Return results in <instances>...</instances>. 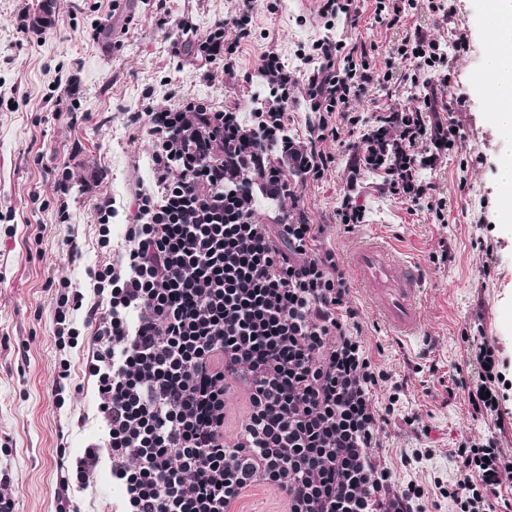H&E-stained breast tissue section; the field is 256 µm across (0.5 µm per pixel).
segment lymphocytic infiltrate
Masks as SVG:
<instances>
[{
	"label": "lymphocytic infiltrate",
	"mask_w": 512,
	"mask_h": 512,
	"mask_svg": "<svg viewBox=\"0 0 512 512\" xmlns=\"http://www.w3.org/2000/svg\"><path fill=\"white\" fill-rule=\"evenodd\" d=\"M237 31L224 36L225 25ZM254 25L252 0H240L229 22H215L196 54L233 72ZM466 35L450 49L422 29L407 32L397 56L409 70L438 77L449 51L466 50ZM365 45L314 41L289 71L279 54L256 68L275 88L271 111L241 117L181 97L133 113L152 140L153 179L135 190L136 213L114 239L110 196L97 198V246L107 262L90 270L96 300L60 282L53 335L59 348L86 349L104 433L67 470L62 488H86L100 459H108L121 512H244L254 488L270 494L277 512H428L449 501L452 512H499L511 502L501 491L512 457L496 437L460 439L452 454L458 477L400 483L383 438L395 423L418 436L429 429L418 413L402 412L406 380L383 369L362 336V312L352 302L345 263L325 242L326 225L311 223L298 191L321 180L335 161L323 148L343 142L368 165L383 128H398L399 160L384 184L394 196L418 200L421 169L433 166L416 145H453L452 130L428 129L421 110L384 112L371 119L351 104L384 84ZM303 87L314 121L306 141L288 133V102ZM360 133L345 141L341 128ZM241 153L221 159L222 144ZM247 183H240L241 163ZM277 205L266 224L255 216V195ZM84 309L83 328L71 311ZM498 352L477 346V375L457 373L453 385L474 415L500 411L495 385ZM385 401H376L378 391Z\"/></svg>",
	"instance_id": "f902f5d3"
}]
</instances>
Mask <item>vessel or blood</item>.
<instances>
[{"label": "vessel or blood", "mask_w": 512, "mask_h": 512, "mask_svg": "<svg viewBox=\"0 0 512 512\" xmlns=\"http://www.w3.org/2000/svg\"><path fill=\"white\" fill-rule=\"evenodd\" d=\"M349 262L371 307L392 335L404 339L418 335L423 273L415 262L396 256L376 240L354 248Z\"/></svg>", "instance_id": "vessel-or-blood-1"}]
</instances>
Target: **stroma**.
Masks as SVG:
<instances>
[{
	"mask_svg": "<svg viewBox=\"0 0 512 512\" xmlns=\"http://www.w3.org/2000/svg\"><path fill=\"white\" fill-rule=\"evenodd\" d=\"M113 0H54L52 22L33 26L44 0H0V475L1 491L10 495L14 512H58L61 497L60 456L75 459L103 434L95 396L85 386L82 349H58L53 337L55 292L50 280H66L89 291L88 269L103 256L96 239L93 207L99 195L115 202V225L125 224L138 185L152 182V146L145 130L129 115L147 105L162 104L178 92L207 100L219 110L248 113L263 83L254 78L260 55L277 52L288 69L302 68L300 49L329 35L364 43L376 71L392 69L385 86L371 88L356 101V111L410 112L432 91L434 112L427 126L456 124L461 138L448 152L436 153L422 139V155L437 154L434 168L420 172L430 188L419 201L391 196L383 189L384 171L351 175V153L326 144L336 163L323 179L300 190V203L311 221L327 225V242L341 256L376 239L394 253L418 263L421 292L420 335L398 339L378 318L361 289L353 299L363 311V336L381 347L380 364L406 377V409L431 425L435 454L418 469L397 468L400 480H454L457 466L450 451L462 437L490 435L512 455V389L506 390L503 423L473 418L463 395L448 396L456 367L466 365L471 350L461 339L463 328H481L496 343L512 379V236L497 224L498 164L507 149L488 118L489 98L479 84L487 21L482 0H454L453 25L439 24L427 0H418L406 25L378 20L374 0H357V26L336 19L325 28L317 4L255 0V30L242 46L238 70L227 75L222 64L205 80L193 53L173 55L180 38L177 21H192L204 35L215 21L233 14L236 0H167L172 26L155 21L154 0H137L135 17L124 22ZM31 24L20 30L19 15ZM423 27L440 43L453 31H466L469 49L451 61L448 85L431 89L406 81L394 49L407 31ZM73 104L78 117L56 111L54 102ZM80 153H73L74 143ZM73 171L67 198L69 221L58 220L51 171L60 165ZM357 197L362 222L350 232L335 224L344 195ZM76 238L79 252L68 255L64 242ZM484 247H477V240ZM447 250V261L432 263V254ZM69 359L71 376L64 405L52 389L61 359ZM434 365V372L414 373V364ZM79 512H119L121 494L113 486L108 462H100L86 489L71 491Z\"/></svg>",
	"mask_w": 512,
	"mask_h": 512,
	"instance_id": "35a3bbf8",
	"label": "stroma"
}]
</instances>
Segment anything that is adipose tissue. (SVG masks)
I'll use <instances>...</instances> for the list:
<instances>
[{
  "mask_svg": "<svg viewBox=\"0 0 512 512\" xmlns=\"http://www.w3.org/2000/svg\"><path fill=\"white\" fill-rule=\"evenodd\" d=\"M484 11L489 28L481 86L489 95V117L511 146L499 164V192L506 203L498 208V222L512 232V0H484Z\"/></svg>",
  "mask_w": 512,
  "mask_h": 512,
  "instance_id": "obj_1",
  "label": "adipose tissue"
}]
</instances>
